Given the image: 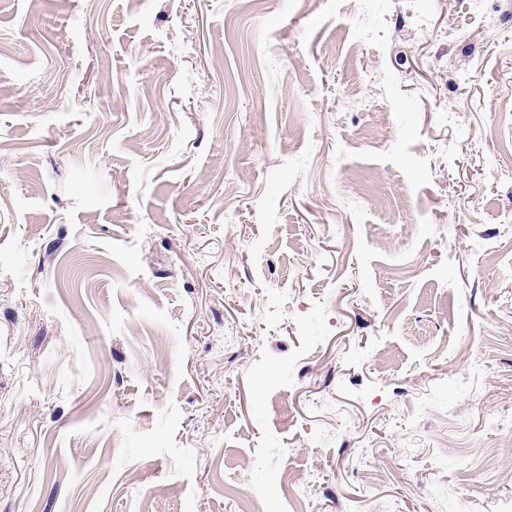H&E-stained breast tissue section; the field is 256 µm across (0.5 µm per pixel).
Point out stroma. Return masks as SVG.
<instances>
[{
    "mask_svg": "<svg viewBox=\"0 0 512 512\" xmlns=\"http://www.w3.org/2000/svg\"><path fill=\"white\" fill-rule=\"evenodd\" d=\"M511 420L512 0H0V512H512Z\"/></svg>",
    "mask_w": 512,
    "mask_h": 512,
    "instance_id": "obj_1",
    "label": "stroma"
}]
</instances>
